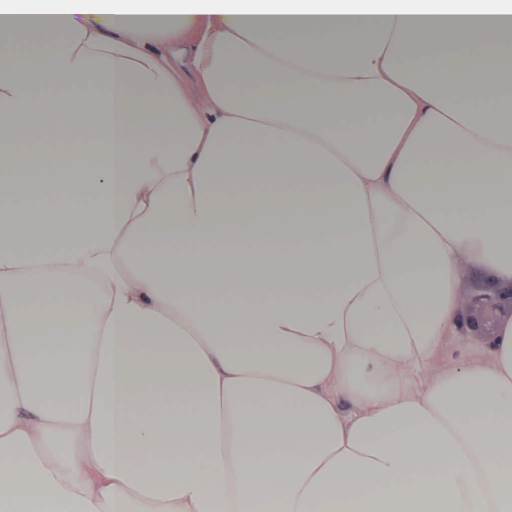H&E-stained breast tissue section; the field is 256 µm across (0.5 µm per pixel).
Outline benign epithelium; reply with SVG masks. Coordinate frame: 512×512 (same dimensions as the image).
<instances>
[{
    "instance_id": "benign-epithelium-1",
    "label": "benign epithelium",
    "mask_w": 512,
    "mask_h": 512,
    "mask_svg": "<svg viewBox=\"0 0 512 512\" xmlns=\"http://www.w3.org/2000/svg\"><path fill=\"white\" fill-rule=\"evenodd\" d=\"M512 320V279L491 274L461 296L457 328L461 335L480 339L489 350L496 346L504 319Z\"/></svg>"
}]
</instances>
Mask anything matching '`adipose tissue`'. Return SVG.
Wrapping results in <instances>:
<instances>
[{"mask_svg": "<svg viewBox=\"0 0 512 512\" xmlns=\"http://www.w3.org/2000/svg\"><path fill=\"white\" fill-rule=\"evenodd\" d=\"M0 46V512H512V323L436 362L460 257L512 278V0H0Z\"/></svg>", "mask_w": 512, "mask_h": 512, "instance_id": "1", "label": "adipose tissue"}]
</instances>
